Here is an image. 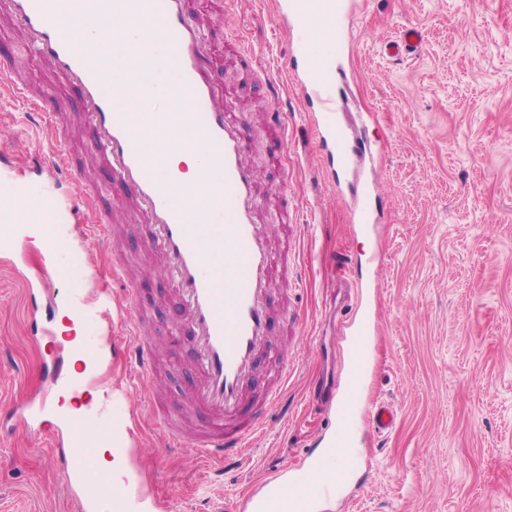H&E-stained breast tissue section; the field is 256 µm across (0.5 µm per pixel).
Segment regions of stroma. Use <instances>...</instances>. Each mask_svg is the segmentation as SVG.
I'll return each mask as SVG.
<instances>
[{"instance_id":"obj_1","label":"stroma","mask_w":512,"mask_h":512,"mask_svg":"<svg viewBox=\"0 0 512 512\" xmlns=\"http://www.w3.org/2000/svg\"><path fill=\"white\" fill-rule=\"evenodd\" d=\"M348 109L369 112L368 139L385 143L384 221L364 231L354 200L329 180L330 164L287 66L294 42L272 0H190V9L224 67L247 32L257 81L239 87L237 108L269 106L280 92L297 156L283 167L254 142L263 221L287 271L272 291V335L286 352L290 377L283 408L271 411L247 452L216 473L191 449L167 447L131 368L118 349L94 384L124 393L132 415L129 458L137 491L158 512H247L249 498L275 476H301L343 414L309 403L311 383L351 404L355 450L326 512H512V0H357ZM420 46L391 58L383 44L406 26ZM26 34L0 12V59H11L35 94L52 95L67 122L26 127L21 105L0 98V197L52 189L70 231L101 271L122 253L139 283L157 352L158 394L195 420L191 342L175 335L177 298L162 257L145 248L148 224L136 204L108 193L99 209L68 202L69 184L37 158L71 155L86 176L107 184L79 101L52 66L27 48ZM112 226V246L91 234L96 215ZM82 257L56 256L36 236L20 239L0 262V411L34 395L55 399L44 364L63 358L58 340L25 338L27 283L49 280L56 300L83 276ZM344 279L373 285L380 329L362 362L342 315L353 291ZM392 402L393 430L378 433L370 410ZM68 478L51 432L31 438L0 420V512H71Z\"/></svg>"}]
</instances>
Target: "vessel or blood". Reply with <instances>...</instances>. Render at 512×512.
Wrapping results in <instances>:
<instances>
[{"label": "vessel or blood", "mask_w": 512, "mask_h": 512, "mask_svg": "<svg viewBox=\"0 0 512 512\" xmlns=\"http://www.w3.org/2000/svg\"><path fill=\"white\" fill-rule=\"evenodd\" d=\"M274 4L277 19L286 30L307 29L319 16L336 26L342 20L335 0H274ZM132 6L142 18L159 23L158 32H145L144 37L160 36L174 69L168 90L174 96L185 95L192 107L185 116L193 132L190 143L205 148L223 174L219 203L209 211L206 223H190L191 203L179 199L176 185L146 159L144 138L162 116L137 112L136 89L143 82L141 74H127L118 91L109 92L99 58L77 50L63 30L58 0H0V7L27 33L29 48L49 60L79 90L81 115L94 131L111 185L135 201L150 226L145 245L162 255L166 276L180 300L175 330L193 339L192 367L197 373L193 407L201 420L199 430L183 428L175 413L152 399L154 351L142 337L137 290L121 262L112 264V278L122 285L121 303L116 306L111 299L100 300L102 314L108 318L119 313L127 335L125 356L145 396L151 397V410L169 444L192 449L197 457L220 465L242 456L269 409L281 401L288 361L271 339L270 295L274 274L288 257L275 253L269 227L262 222V197L250 142L251 119L235 110L225 81L214 74L201 29L187 13V0H112L111 11L121 14ZM421 41L420 30L409 26L388 42L384 51L400 57ZM290 66L310 108L320 149L329 154L337 175L347 174L356 160L370 155L371 145L361 138L350 139L337 121V80L345 76V69L337 62L325 64L322 55L305 41L293 46ZM269 98L272 105L265 131L273 145L271 159L284 163L290 142L288 117L280 110L277 89H270ZM68 171L75 195L99 199L100 189L87 183L78 167L69 166ZM377 194L376 181L362 183L355 210L358 223H377L372 205ZM218 242L224 246L220 254L214 250ZM219 262L224 265L220 277L213 272ZM96 285L93 271L76 284L71 296L76 320L85 319L84 299ZM262 362L276 366L277 384L259 407L247 413L243 406ZM101 391L103 410H84L70 415L67 421V446L61 455L70 479L80 487L75 512H95L100 503L112 498L110 486L94 467L97 450L85 438L93 424L98 427L99 439L112 438V388L105 384ZM48 408L47 400L33 399L12 408L11 414L36 436L44 431L42 416Z\"/></svg>", "instance_id": "1"}]
</instances>
